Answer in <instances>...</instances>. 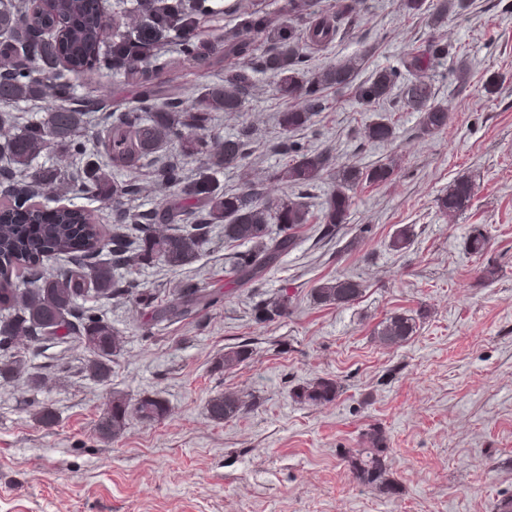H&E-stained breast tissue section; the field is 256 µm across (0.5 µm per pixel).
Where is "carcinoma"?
<instances>
[{"label": "carcinoma", "instance_id": "cac0c4a2", "mask_svg": "<svg viewBox=\"0 0 512 512\" xmlns=\"http://www.w3.org/2000/svg\"><path fill=\"white\" fill-rule=\"evenodd\" d=\"M313 0H284L280 22L254 12L245 26L230 36L217 35L187 50L189 54L211 56L224 63V84L196 96L173 97L158 103L162 91L152 85L149 65L156 44L170 34H185L196 24L197 9L192 0H139L140 21L122 34H113L101 23L96 0H48L47 6L32 11L27 0H0V55H18L26 61L0 72V124L9 126L12 109L40 96L44 82L54 91L58 104L48 118L33 122L11 135L3 146L9 163L0 168V179L8 183L0 199V352H7L15 341L31 343L46 334L65 342L74 339L93 354L85 366L89 375L106 381L112 374V355L120 345V334L102 312L79 305L89 293L100 299H131L151 322L181 317L218 303L219 290L208 291L195 284L177 289L164 298L139 290L116 275L122 268L134 270L157 262L181 268L196 258L211 225L221 224L224 240L248 245L234 257L226 276L245 286L262 279L264 272L296 244L299 230L318 220L328 227L347 222L352 204L350 192L363 183L379 185L392 179L397 161L372 167L348 164L336 175V184L316 217L299 195L285 194L272 199L262 189L248 185L236 192L218 188L212 174L236 166L246 158L249 131L236 140H226L217 148L209 146L206 130L214 112H236L254 87V75L266 72L276 78L279 96L303 99V106L291 108L278 117L281 137L272 150L285 159L273 173L284 188H308L323 178L327 158L324 153L306 149L290 134L306 126L313 116L326 109L323 91L349 90L365 112H372L391 101L392 91L402 73L411 75L403 84L400 97L420 113V128L433 134L448 125V108L434 100L431 85L421 73L448 56V43L433 37L412 49L402 60V69L381 70L364 80L358 79L363 57H350L314 72L304 73L302 64L312 49L332 43L338 35L358 23L354 0H337L334 11L320 15L311 11ZM466 8V0H439L431 17L438 29L448 14ZM61 28L46 40H28V27ZM110 42L107 66L123 74L141 88V107L124 113L107 130V139H96L103 146L107 163H101L81 140L87 116L100 109L99 99L88 91L81 100L73 96L75 82L100 62L104 42ZM367 139L385 143L395 134V125L381 113L366 125ZM175 141L180 156L199 163L196 177L187 181L183 167L175 161L155 169L164 185L181 187L182 206L149 213H135L116 206L112 210V236L105 238L96 211L84 207H59L42 203L43 192L55 184L75 191H91L101 201H116L134 193L114 172L131 168L162 143ZM57 146L73 149L81 164L35 169L32 162L41 153ZM475 185L459 178L448 185L438 199V207L448 215L465 211L474 197ZM487 237L475 231L465 242L470 254L485 251ZM62 257L70 269L45 276L44 261ZM362 292V285L350 277L327 279L312 289L313 299L325 305H345ZM291 300L277 295L259 305L254 318L272 323L288 315ZM416 333V319L396 313L374 330L386 346L399 345ZM248 345L224 351L218 366L233 369L250 359ZM24 366L15 356L0 361V379L19 382ZM340 393L337 382L318 378L294 391L300 404L331 403ZM244 403L236 394L224 393L208 404L210 417L218 422L236 418ZM169 414L166 401L145 396L131 402L121 393L112 394L108 412L98 421L97 431L104 440L121 435L133 416L143 421H162ZM365 447L348 455L350 468L361 484L392 495L396 484L387 464L386 436L372 428L364 435Z\"/></svg>", "mask_w": 512, "mask_h": 512}]
</instances>
